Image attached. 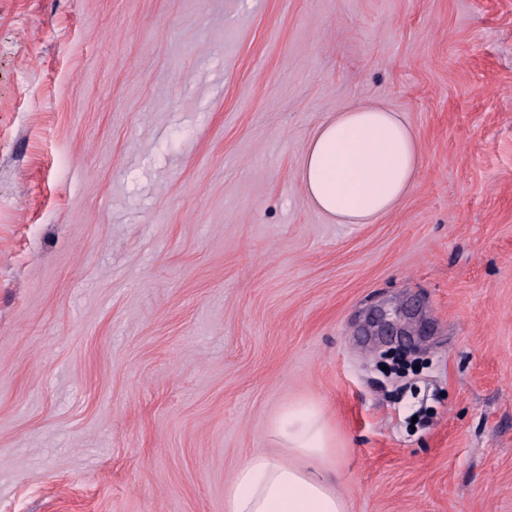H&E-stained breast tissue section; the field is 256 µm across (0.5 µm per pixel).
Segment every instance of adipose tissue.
I'll return each instance as SVG.
<instances>
[{"mask_svg":"<svg viewBox=\"0 0 512 512\" xmlns=\"http://www.w3.org/2000/svg\"><path fill=\"white\" fill-rule=\"evenodd\" d=\"M421 166L416 133L398 113L362 105L328 117L306 144L299 178L307 199L339 224H369L411 190ZM280 454L255 453L236 468L225 512H349L338 486L334 440L311 402L269 424Z\"/></svg>","mask_w":512,"mask_h":512,"instance_id":"ef3b65f1","label":"adipose tissue"}]
</instances>
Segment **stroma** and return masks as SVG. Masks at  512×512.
<instances>
[{
    "label": "stroma",
    "instance_id": "obj_1",
    "mask_svg": "<svg viewBox=\"0 0 512 512\" xmlns=\"http://www.w3.org/2000/svg\"><path fill=\"white\" fill-rule=\"evenodd\" d=\"M364 104L422 165L338 224ZM298 401L350 512H512V0H0V512H224ZM416 133L398 113L362 105L325 119L306 144L307 199L338 224H370L411 190L421 166Z\"/></svg>",
    "mask_w": 512,
    "mask_h": 512
}]
</instances>
